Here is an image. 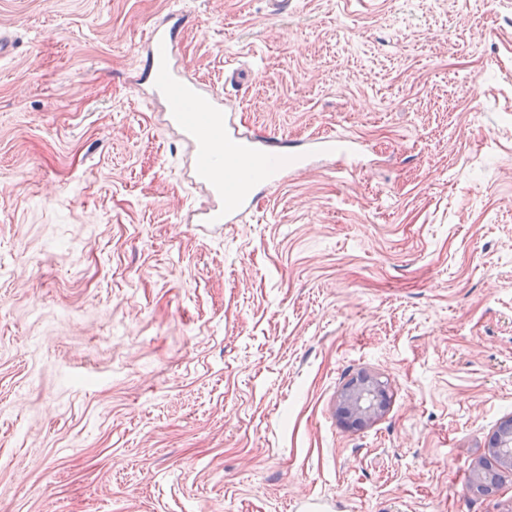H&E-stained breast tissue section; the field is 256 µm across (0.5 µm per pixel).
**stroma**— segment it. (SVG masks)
Wrapping results in <instances>:
<instances>
[{"label":"stroma","mask_w":512,"mask_h":512,"mask_svg":"<svg viewBox=\"0 0 512 512\" xmlns=\"http://www.w3.org/2000/svg\"><path fill=\"white\" fill-rule=\"evenodd\" d=\"M173 12L243 131L365 167L198 223L144 92ZM0 35V512H512L471 484L512 419V0H0ZM381 399V386L378 381L366 377L345 389L338 410L359 423L365 424L376 418L385 409Z\"/></svg>","instance_id":"1"}]
</instances>
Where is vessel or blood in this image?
I'll use <instances>...</instances> for the list:
<instances>
[{
  "label": "vessel or blood",
  "mask_w": 512,
  "mask_h": 512,
  "mask_svg": "<svg viewBox=\"0 0 512 512\" xmlns=\"http://www.w3.org/2000/svg\"><path fill=\"white\" fill-rule=\"evenodd\" d=\"M174 32L166 26L154 27L148 39L147 62H170ZM170 120L179 127L196 152L194 175L209 187L215 196H223L225 185H233L237 193L234 208L213 209L205 221L209 224L233 223L239 214L252 210L256 204L254 186L261 179H274L286 173L280 160L296 156L295 172L310 167L313 158L338 155L342 172L354 173L360 162L359 140L354 136L315 138L302 150L283 143L263 140L241 131L230 113L224 110V98L212 93H198L193 112L171 111ZM222 141L223 154H213V141Z\"/></svg>",
  "instance_id": "vessel-or-blood-1"
}]
</instances>
